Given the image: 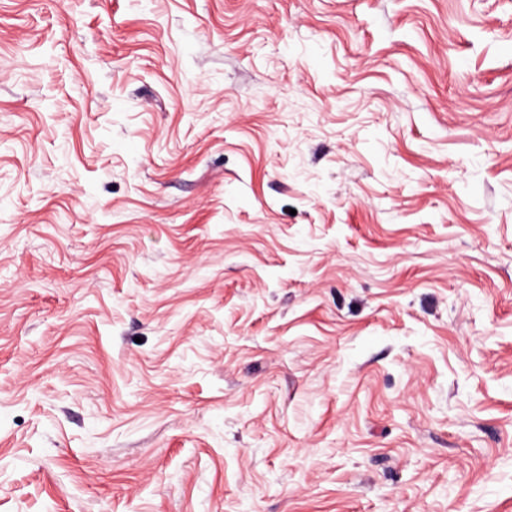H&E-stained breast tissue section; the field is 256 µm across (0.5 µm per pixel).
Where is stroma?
Segmentation results:
<instances>
[{"label": "stroma", "instance_id": "obj_1", "mask_svg": "<svg viewBox=\"0 0 512 512\" xmlns=\"http://www.w3.org/2000/svg\"><path fill=\"white\" fill-rule=\"evenodd\" d=\"M0 512H512V0H0Z\"/></svg>", "mask_w": 512, "mask_h": 512}]
</instances>
